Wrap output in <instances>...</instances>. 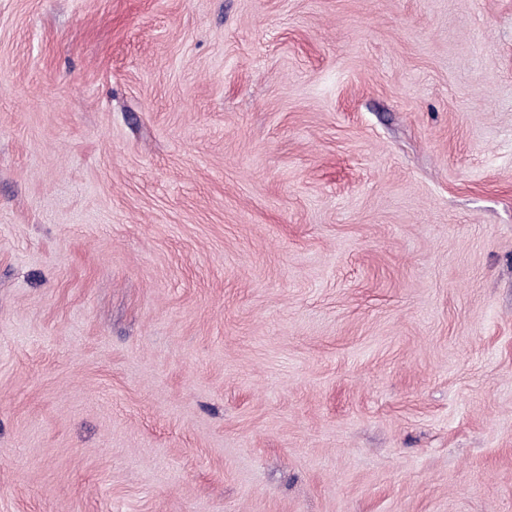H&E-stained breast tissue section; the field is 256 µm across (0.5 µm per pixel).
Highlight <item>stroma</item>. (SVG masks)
Masks as SVG:
<instances>
[{"instance_id":"35a3bbf8","label":"stroma","mask_w":512,"mask_h":512,"mask_svg":"<svg viewBox=\"0 0 512 512\" xmlns=\"http://www.w3.org/2000/svg\"><path fill=\"white\" fill-rule=\"evenodd\" d=\"M0 512H512V0H0Z\"/></svg>"}]
</instances>
